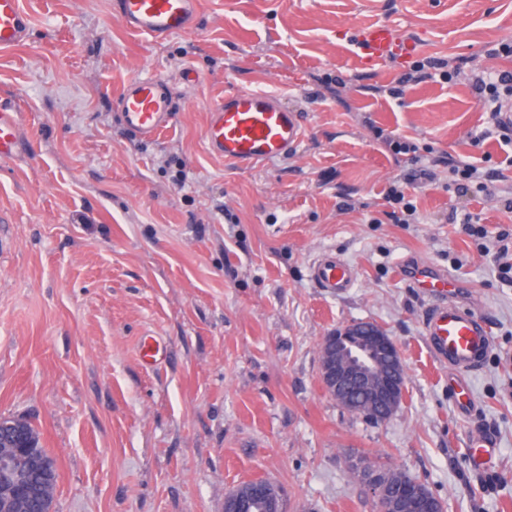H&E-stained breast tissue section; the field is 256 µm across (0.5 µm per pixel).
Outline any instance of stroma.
<instances>
[{
	"label": "stroma",
	"mask_w": 512,
	"mask_h": 512,
	"mask_svg": "<svg viewBox=\"0 0 512 512\" xmlns=\"http://www.w3.org/2000/svg\"><path fill=\"white\" fill-rule=\"evenodd\" d=\"M25 5L27 42L0 51V99L22 114L19 152L0 161V416L39 430L52 512H224L255 479L282 488L286 512H378L357 457L421 481L446 512H512V270L482 249L512 242V216L447 187L452 156L512 186L507 147L472 141L486 114L467 82L512 72L496 52L512 0H202L196 27L163 41L127 32L112 0ZM376 21L460 78L394 98L409 65L355 56V29ZM145 73L181 107L150 140L113 105ZM244 89L298 113L296 151L257 167L208 153V112ZM396 140L438 177L416 189L413 224L386 217L411 169ZM326 257L355 268L352 288L316 287ZM416 259L455 276L459 305L491 329L465 415L423 334L431 301L404 274ZM357 321L392 336L405 366L382 423L319 376L324 336ZM146 340L160 349L149 363ZM484 429L497 452L476 470L469 441Z\"/></svg>",
	"instance_id": "stroma-1"
}]
</instances>
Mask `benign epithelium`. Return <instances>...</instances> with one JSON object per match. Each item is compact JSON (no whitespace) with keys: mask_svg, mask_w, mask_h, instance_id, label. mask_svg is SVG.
Wrapping results in <instances>:
<instances>
[{"mask_svg":"<svg viewBox=\"0 0 512 512\" xmlns=\"http://www.w3.org/2000/svg\"><path fill=\"white\" fill-rule=\"evenodd\" d=\"M405 369L395 340L381 327L370 322L351 323L324 337L320 348V379L323 390L337 403L351 406L349 391L361 389L369 408L355 413L383 422L396 411L404 396ZM11 447L0 454V475L15 484L14 495L35 502L42 498V486L25 480L31 471L42 481H50L54 472L46 460L32 449L28 426L23 417L0 419V443ZM358 470L378 505V512H444L440 499L416 480L398 486L382 472L363 461L352 464ZM253 500L262 502L265 512H283L281 491L263 480L248 483L245 496L224 502V512H245Z\"/></svg>","mask_w":512,"mask_h":512,"instance_id":"obj_1","label":"benign epithelium"}]
</instances>
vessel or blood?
I'll return each mask as SVG.
<instances>
[{"mask_svg":"<svg viewBox=\"0 0 512 512\" xmlns=\"http://www.w3.org/2000/svg\"><path fill=\"white\" fill-rule=\"evenodd\" d=\"M201 0H113V10L124 28L136 35L161 39L191 31ZM30 19L22 0H0V49L15 48L28 39ZM416 42L401 37L390 24L376 22L361 28L355 46L369 65L408 55ZM127 133L150 139L172 121L177 105L168 83L157 76H141L125 83L115 101ZM21 115L0 104V161L15 156L20 144ZM302 132L295 112L274 95L260 90H240L226 95L212 108L205 129L206 148L214 156L242 165L264 164L296 149ZM406 273L432 304L424 317V335L439 364L448 368V388L461 413L472 404L470 377L492 347L487 321L458 305V281L426 262L407 266ZM312 276L318 287L331 293L351 288L355 272L345 261L328 258L315 264ZM494 441L483 433L472 438L469 462L486 465Z\"/></svg>","mask_w":512,"mask_h":512,"instance_id":"b4317fda","label":"vessel or blood"}]
</instances>
